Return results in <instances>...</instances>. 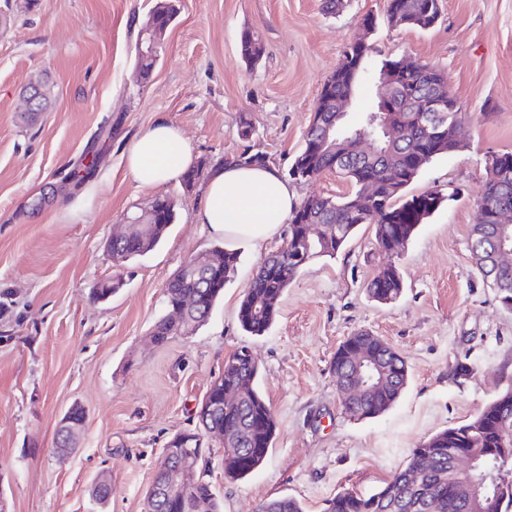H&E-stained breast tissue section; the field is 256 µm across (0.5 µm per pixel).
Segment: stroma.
Masks as SVG:
<instances>
[{
    "label": "stroma",
    "instance_id": "1",
    "mask_svg": "<svg viewBox=\"0 0 512 512\" xmlns=\"http://www.w3.org/2000/svg\"><path fill=\"white\" fill-rule=\"evenodd\" d=\"M154 4L0 0V512H142L167 441L194 427L225 357L242 346L259 363L277 431L247 478L230 482L213 468L223 510L254 512L290 496L324 512L342 490L376 491L412 448L475 415L512 371V310L470 249L486 160L512 152V0H443L426 31L390 26L387 0H340L330 13L323 0H176L145 80L136 40ZM369 13L379 49L444 71L466 114L461 149L409 186L443 190L446 201L396 256L360 225L336 258L294 279L262 336L241 329L238 306L283 238L239 242L238 272L208 322L153 344L165 283L217 240L194 221L202 186H138L126 146L163 119L181 129L195 162L218 165L247 147L287 175L323 83ZM247 31L263 45L254 67L240 56ZM36 80L51 102L28 124L23 90ZM243 116L253 127L247 142ZM159 196L174 201V224L152 252L114 267L106 243L123 215ZM391 262L403 293L381 304L367 285ZM113 277L122 288L94 300L93 286ZM360 331L390 343L409 371L402 397L371 419L345 411L332 367ZM460 365L467 375H456ZM74 406L84 425L61 459L59 422ZM101 476L112 485L104 507L93 496Z\"/></svg>",
    "mask_w": 512,
    "mask_h": 512
}]
</instances>
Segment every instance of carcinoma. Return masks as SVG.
<instances>
[{
	"label": "carcinoma",
	"mask_w": 512,
	"mask_h": 512,
	"mask_svg": "<svg viewBox=\"0 0 512 512\" xmlns=\"http://www.w3.org/2000/svg\"><path fill=\"white\" fill-rule=\"evenodd\" d=\"M390 25L395 15H400L402 27L427 30L434 27L441 17V0H388ZM175 15L172 0H158L151 12V20L157 33H163ZM262 47L254 33L246 31L241 36L240 55L247 62L261 58ZM384 67L399 70L401 88L399 94L408 100L414 98L447 79L444 72L433 69L430 76L420 67H406L403 59L382 56V51L369 45L358 53L350 45L344 51L342 64L324 82L319 98H327L324 108H315L304 134V144L290 168L297 180L316 178L330 171L349 179L353 189L345 196L313 197L297 204L288 216V234L303 225L313 226L314 244L306 260L298 259L288 250L279 255H268L253 275L249 288L238 309L240 327L252 336H262L274 323L279 304L295 277L312 261L333 258L344 247L358 226L372 224L375 238L382 245L387 240L400 237L410 240L446 200L442 191H430L411 195L409 185L420 172L440 156L448 154L452 131L456 122L464 117L461 109L454 112H435L425 128L408 127L406 133L397 136L399 143L372 160L347 159L336 165L326 156V150L318 143L319 134L334 123L340 129L345 118H336L331 111L335 98L355 91L366 75H376ZM498 167L486 172L483 191L478 203L479 217L471 233V252L483 276H488L491 251L495 249L501 234L512 235V153L496 155ZM238 165L266 164L268 159L253 153L246 147L232 159ZM507 210L509 227L502 230L501 223L488 215L484 208ZM175 203L169 197H157L152 208L144 214L145 223L134 234L112 242V253L131 261L154 250L175 221ZM209 253L213 263L196 270L182 264L166 284L173 299L190 296L195 306L180 319L172 313L161 316L154 324L151 336L158 344L183 336L188 328L203 326L224 292V287L234 276L240 254L234 249L215 246ZM490 277V276H488ZM490 281L498 293L500 303L512 309V267L497 271ZM403 290L399 268L390 264L384 267L368 284V292L379 303H392ZM377 352L392 379L366 393L345 407L359 418H373L393 406L402 396L408 382L405 359L393 356L378 337L368 336L356 340ZM240 348L224 359V370L218 376L220 386H210L205 396H219L224 388L239 391L237 403L222 405L209 419L201 420V426L224 430L223 455H235L240 463L224 468V478L237 481L255 472L264 463L272 448L277 429L276 417L258 387L260 370L257 362ZM450 448H509L512 450V381L503 387L472 418L439 431L411 450L405 467L371 494L353 490L337 493L328 500L325 512H509L512 499L498 507L494 493L486 480L487 465L479 463L472 472L471 483L484 500L481 509H474L463 484L450 472L448 449ZM212 462L199 459L196 475L187 495L193 500L208 504L209 512H223V505L209 480ZM257 512H306L295 498L282 497L264 501Z\"/></svg>",
	"instance_id": "cac0c4a2"
}]
</instances>
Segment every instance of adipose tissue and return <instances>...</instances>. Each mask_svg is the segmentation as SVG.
Returning <instances> with one entry per match:
<instances>
[{
    "instance_id": "adipose-tissue-1",
    "label": "adipose tissue",
    "mask_w": 512,
    "mask_h": 512,
    "mask_svg": "<svg viewBox=\"0 0 512 512\" xmlns=\"http://www.w3.org/2000/svg\"><path fill=\"white\" fill-rule=\"evenodd\" d=\"M192 161L183 133L162 120L126 149L127 168L144 188L176 180ZM293 206L294 193L275 167L227 165L205 183L195 219L215 237L259 246L278 232Z\"/></svg>"
}]
</instances>
